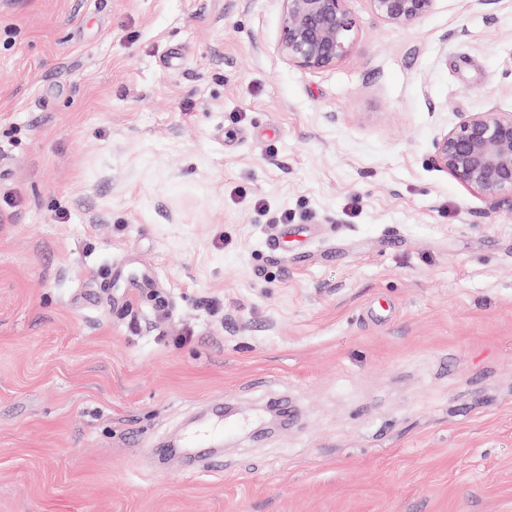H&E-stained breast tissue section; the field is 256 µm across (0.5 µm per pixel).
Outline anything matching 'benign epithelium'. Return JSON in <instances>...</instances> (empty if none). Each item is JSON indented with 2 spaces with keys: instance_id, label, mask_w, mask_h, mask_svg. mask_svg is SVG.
Listing matches in <instances>:
<instances>
[{
  "instance_id": "obj_1",
  "label": "benign epithelium",
  "mask_w": 512,
  "mask_h": 512,
  "mask_svg": "<svg viewBox=\"0 0 512 512\" xmlns=\"http://www.w3.org/2000/svg\"><path fill=\"white\" fill-rule=\"evenodd\" d=\"M278 52L288 64L328 68L353 48L349 0H281ZM387 23L407 27L428 17L436 0H367ZM435 161L461 186L489 201L512 196V113H468L436 141Z\"/></svg>"
}]
</instances>
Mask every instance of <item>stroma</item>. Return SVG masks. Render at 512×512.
I'll return each instance as SVG.
<instances>
[{
    "label": "stroma",
    "mask_w": 512,
    "mask_h": 512,
    "mask_svg": "<svg viewBox=\"0 0 512 512\" xmlns=\"http://www.w3.org/2000/svg\"><path fill=\"white\" fill-rule=\"evenodd\" d=\"M349 8L304 70L281 0H0V512H512V199L434 162L512 0ZM373 13L387 23L407 27L428 17L436 0H367Z\"/></svg>",
    "instance_id": "stroma-1"
}]
</instances>
